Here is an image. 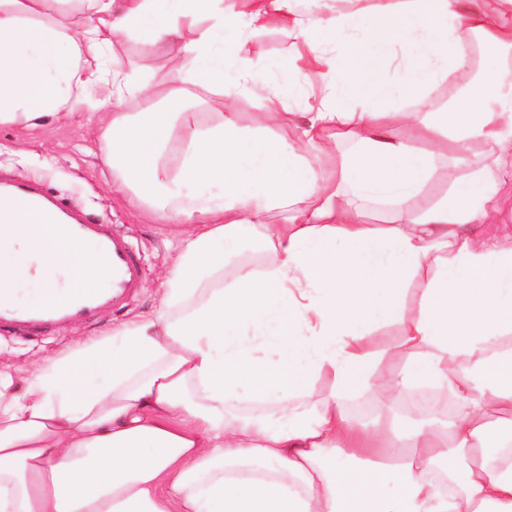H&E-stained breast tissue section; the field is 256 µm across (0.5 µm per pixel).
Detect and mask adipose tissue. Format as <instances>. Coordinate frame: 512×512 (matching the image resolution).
I'll use <instances>...</instances> for the list:
<instances>
[{
  "label": "adipose tissue",
  "instance_id": "adipose-tissue-1",
  "mask_svg": "<svg viewBox=\"0 0 512 512\" xmlns=\"http://www.w3.org/2000/svg\"><path fill=\"white\" fill-rule=\"evenodd\" d=\"M311 2L88 0L72 34L43 21L47 0H0V125L112 102L99 137L120 189L192 227L154 318L22 375L0 368V512H512V248L481 230L498 212L488 161L512 157V0ZM271 26L301 38L290 79L322 78L287 138L251 135L234 110L251 93L267 122H286L266 67L239 51ZM131 29L167 58L171 101L192 84L221 90L219 123L133 89L112 49ZM475 40L497 64L448 111H426ZM393 62L395 83L382 74ZM131 94L143 111H123ZM437 143L487 162L422 206ZM371 202L388 224H366ZM243 241L265 265L224 281V249ZM103 264L43 230L0 248V286L46 298ZM391 323L406 359L386 373L365 338ZM494 358L506 368L478 386L469 363ZM321 377L329 392L306 406ZM424 386L457 398L452 422L397 433L345 408L353 393L387 408ZM246 400L270 414H240Z\"/></svg>",
  "mask_w": 512,
  "mask_h": 512
}]
</instances>
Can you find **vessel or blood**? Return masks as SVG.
Listing matches in <instances>:
<instances>
[{
  "instance_id": "1",
  "label": "vessel or blood",
  "mask_w": 512,
  "mask_h": 512,
  "mask_svg": "<svg viewBox=\"0 0 512 512\" xmlns=\"http://www.w3.org/2000/svg\"><path fill=\"white\" fill-rule=\"evenodd\" d=\"M0 220L13 223V232L25 235L31 224H44L62 240L90 248L103 256L105 266L93 276L61 291L49 303L24 304L9 288L0 289V330L21 336L36 335L89 319L123 304L141 281V264L130 242L108 224H88L69 214L59 200L24 184L0 191Z\"/></svg>"
}]
</instances>
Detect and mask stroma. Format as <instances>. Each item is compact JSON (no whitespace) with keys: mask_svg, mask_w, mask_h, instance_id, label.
Returning a JSON list of instances; mask_svg holds the SVG:
<instances>
[{"mask_svg":"<svg viewBox=\"0 0 512 512\" xmlns=\"http://www.w3.org/2000/svg\"><path fill=\"white\" fill-rule=\"evenodd\" d=\"M295 41L287 32L267 29L243 48L244 55L261 58L273 80L281 82V109L285 112L304 111L310 94L309 88L283 80L282 68L293 60ZM113 46L133 83L152 84L156 102H164L166 73L153 45L139 34L126 33L118 36ZM95 124L89 113L76 112L34 126H0V174L62 199L84 222L109 224L125 235L142 257L141 285L122 306L95 319L52 330L38 340L0 334V365L19 373L45 364L78 343L101 337L120 323L151 318L189 230L185 224L149 220L135 203L133 192L113 189L112 172L101 163Z\"/></svg>","mask_w":512,"mask_h":512,"instance_id":"stroma-1","label":"stroma"}]
</instances>
